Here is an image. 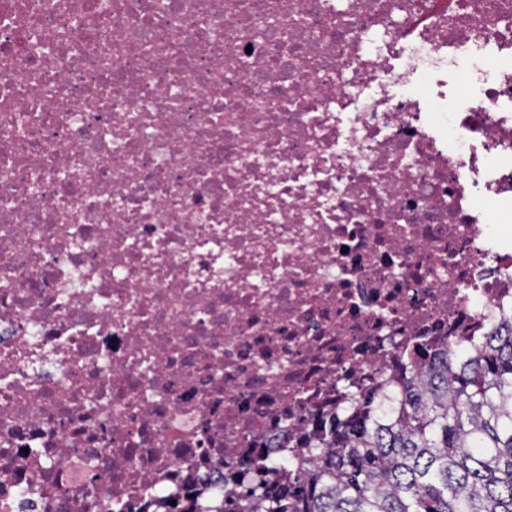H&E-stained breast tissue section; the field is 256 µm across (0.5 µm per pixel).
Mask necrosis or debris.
Returning a JSON list of instances; mask_svg holds the SVG:
<instances>
[{
  "instance_id": "4bbe7bcc",
  "label": "necrosis or debris",
  "mask_w": 512,
  "mask_h": 512,
  "mask_svg": "<svg viewBox=\"0 0 512 512\" xmlns=\"http://www.w3.org/2000/svg\"><path fill=\"white\" fill-rule=\"evenodd\" d=\"M502 57L512 0H0V512H215L511 320Z\"/></svg>"
}]
</instances>
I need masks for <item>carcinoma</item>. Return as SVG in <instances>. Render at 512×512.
I'll return each mask as SVG.
<instances>
[{"label": "carcinoma", "instance_id": "obj_1", "mask_svg": "<svg viewBox=\"0 0 512 512\" xmlns=\"http://www.w3.org/2000/svg\"><path fill=\"white\" fill-rule=\"evenodd\" d=\"M430 358L405 364L389 415H372L370 392L354 399L350 419L284 465L289 478L254 469L260 481L217 512H512V326Z\"/></svg>", "mask_w": 512, "mask_h": 512}]
</instances>
